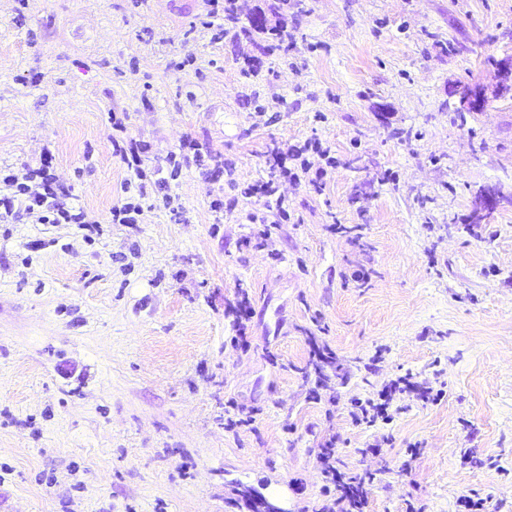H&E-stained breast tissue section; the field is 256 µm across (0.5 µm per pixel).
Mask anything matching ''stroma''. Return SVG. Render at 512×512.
I'll list each match as a JSON object with an SVG mask.
<instances>
[{
	"label": "stroma",
	"mask_w": 512,
	"mask_h": 512,
	"mask_svg": "<svg viewBox=\"0 0 512 512\" xmlns=\"http://www.w3.org/2000/svg\"><path fill=\"white\" fill-rule=\"evenodd\" d=\"M240 5L216 40L206 0H0V170L52 153L98 223H0V512H314L329 435L367 512H458L474 491L512 512V97L490 64L512 54V0ZM467 81L488 101L462 121ZM116 116L148 168L186 136L223 172L188 164L173 204L112 223ZM314 139L335 167L279 179L291 219L260 236L245 188ZM405 374L444 397L351 424L350 399ZM233 403L254 417L230 430ZM241 300H239L236 304V306H233L229 309V312L235 315L234 319V327L236 330L235 339L237 340V343L241 342L243 345H247V325L246 322L249 319L250 315V307H249V299L247 293L245 294L244 291L241 292ZM246 295V296H245ZM245 306H248L247 310L244 312L243 308ZM240 309V310H238Z\"/></svg>",
	"instance_id": "obj_1"
}]
</instances>
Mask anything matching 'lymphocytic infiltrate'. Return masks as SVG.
Listing matches in <instances>:
<instances>
[{
	"label": "lymphocytic infiltrate",
	"instance_id": "1",
	"mask_svg": "<svg viewBox=\"0 0 512 512\" xmlns=\"http://www.w3.org/2000/svg\"><path fill=\"white\" fill-rule=\"evenodd\" d=\"M113 153L119 157L127 171L122 186L124 193L121 204L112 208V223H138L143 212V203L158 187L177 179L187 160L202 162L203 155L198 145L190 138H183L177 152L171 153L168 163V176L148 173L145 167L146 145L119 139L112 142ZM51 156H44L39 168L28 170L24 175L6 174L0 180L11 187L12 193L0 197V222L13 223L19 214L35 217L40 224H76L86 226V215L80 207L69 204L70 192L56 182L50 174ZM336 158L330 145L321 141H309L297 148H282L273 154L266 181L246 188V196L261 195L264 206L274 219L285 221L290 214L285 196L279 194L276 180L278 176L288 177L290 182L314 183L326 176L328 168L334 167ZM408 394L417 400L427 402L438 400L441 386L429 381H415L405 375L386 383L373 396L355 399L351 403L350 417L353 424L368 427L377 422L392 419L390 408L401 395ZM326 451L320 458L321 474L326 484L334 486L333 499L323 504L319 512H364L367 506L365 496L353 494L346 488L343 475L337 471L333 459L335 440L325 443Z\"/></svg>",
	"mask_w": 512,
	"mask_h": 512
}]
</instances>
